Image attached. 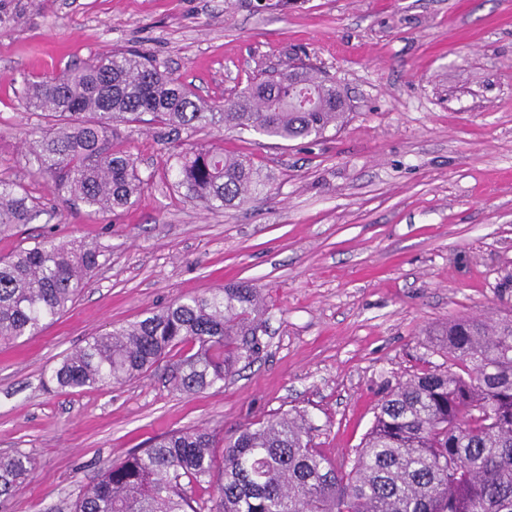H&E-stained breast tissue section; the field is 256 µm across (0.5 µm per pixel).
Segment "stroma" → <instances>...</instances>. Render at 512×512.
Listing matches in <instances>:
<instances>
[{
  "label": "stroma",
  "mask_w": 512,
  "mask_h": 512,
  "mask_svg": "<svg viewBox=\"0 0 512 512\" xmlns=\"http://www.w3.org/2000/svg\"><path fill=\"white\" fill-rule=\"evenodd\" d=\"M0 178L52 208L32 238L96 244L100 267L35 338L0 345V454L36 471L0 512H73L82 487L168 431L228 435L306 412L329 459L353 457L388 384L440 363L427 335L461 316L512 318V0H6ZM132 48L208 102L297 63L348 98L314 143L209 126L192 142L253 159L265 193L204 211L175 185L176 142L117 127L147 188L115 214L62 201L36 175L24 79ZM240 281L265 299L260 350L223 386L176 391L168 362L121 384L61 390L60 359L104 328Z\"/></svg>",
  "instance_id": "1"
}]
</instances>
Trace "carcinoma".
<instances>
[{"label": "carcinoma", "instance_id": "1", "mask_svg": "<svg viewBox=\"0 0 512 512\" xmlns=\"http://www.w3.org/2000/svg\"><path fill=\"white\" fill-rule=\"evenodd\" d=\"M22 106L48 121L31 143L38 176L56 197L96 213L123 210L144 191L114 126L175 132L208 125L281 141L315 142L346 118L336 83L296 67L251 78L219 105L201 100L164 63L134 50L98 56L26 81ZM177 185L207 210L238 207L263 185L254 161L187 144ZM49 214L14 181L0 179V233ZM95 245L43 238L0 258V341L33 337L64 315L100 266ZM263 298L252 284L180 298L90 337L51 369L61 389L123 384L173 355L183 393L221 384L259 350ZM444 362L388 387L352 459L326 458L305 416L275 413L224 438L177 430L129 454L85 487L74 512H512V319L463 316L431 332ZM224 449L217 459L214 449ZM35 459L0 456V503L31 477Z\"/></svg>", "mask_w": 512, "mask_h": 512}]
</instances>
